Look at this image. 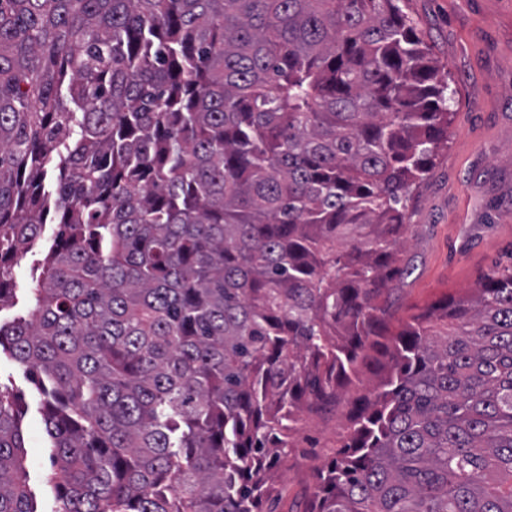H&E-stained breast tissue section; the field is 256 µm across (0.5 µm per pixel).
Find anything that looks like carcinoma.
I'll return each instance as SVG.
<instances>
[{
    "instance_id": "cac0c4a2",
    "label": "carcinoma",
    "mask_w": 512,
    "mask_h": 512,
    "mask_svg": "<svg viewBox=\"0 0 512 512\" xmlns=\"http://www.w3.org/2000/svg\"><path fill=\"white\" fill-rule=\"evenodd\" d=\"M398 2L0 0V353L54 497L0 384V512H262L371 351L310 512H512V267L381 341L448 140ZM0 379L2 384H7L9 387L14 386L15 393L20 398L23 404L29 405L28 419L25 430V441L27 447V435L33 423H39L42 428L41 435V448L40 458L38 462H33L30 456V450L27 447V470H28V483L31 489L36 493L37 499L42 507H47L52 500V490L47 484V475L51 470L50 452L46 448V441L44 435V425L41 420L40 414L37 412V403L34 402L32 395V384L27 378L25 368L18 364L7 355L3 354L0 357ZM41 428L38 424H34L30 433V448H38L39 436Z\"/></svg>"
}]
</instances>
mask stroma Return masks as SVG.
Listing matches in <instances>:
<instances>
[{"instance_id":"stroma-1","label":"stroma","mask_w":512,"mask_h":512,"mask_svg":"<svg viewBox=\"0 0 512 512\" xmlns=\"http://www.w3.org/2000/svg\"><path fill=\"white\" fill-rule=\"evenodd\" d=\"M448 85V141L406 207L404 273L387 296L391 329L447 295L469 297L512 265V0H404ZM348 406L304 417L273 474L264 512H302L313 469L346 441Z\"/></svg>"}]
</instances>
